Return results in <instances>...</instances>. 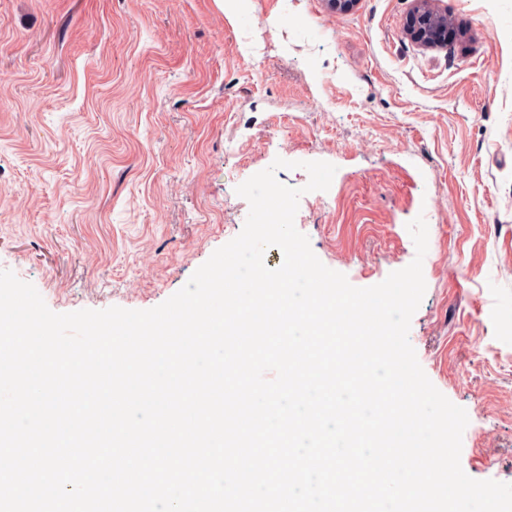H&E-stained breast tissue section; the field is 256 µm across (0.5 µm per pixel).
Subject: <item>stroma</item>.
<instances>
[{
    "instance_id": "35a3bbf8",
    "label": "stroma",
    "mask_w": 512,
    "mask_h": 512,
    "mask_svg": "<svg viewBox=\"0 0 512 512\" xmlns=\"http://www.w3.org/2000/svg\"><path fill=\"white\" fill-rule=\"evenodd\" d=\"M0 0V269L56 313L163 303L242 230L275 159L334 164L295 226L356 287L408 266L409 340L469 424L460 462L512 483V0ZM416 9L410 18L408 34L418 42L435 46L447 44L448 16L441 14L428 3L430 0H418Z\"/></svg>"
}]
</instances>
